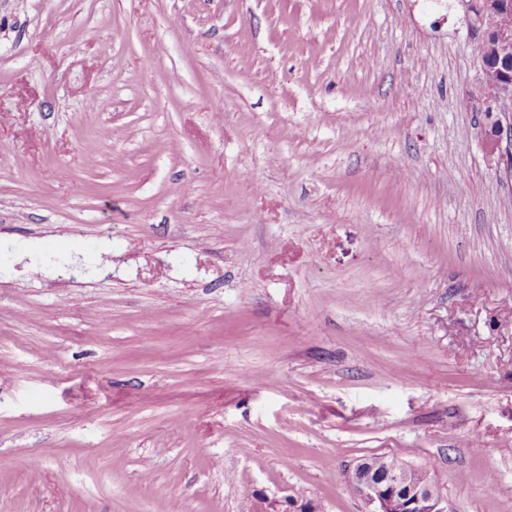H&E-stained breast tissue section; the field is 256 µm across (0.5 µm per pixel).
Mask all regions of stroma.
<instances>
[{"label": "stroma", "instance_id": "obj_1", "mask_svg": "<svg viewBox=\"0 0 512 512\" xmlns=\"http://www.w3.org/2000/svg\"><path fill=\"white\" fill-rule=\"evenodd\" d=\"M460 0H0V512H512V187ZM379 470L371 462L362 459L348 473V484L354 494L367 506L365 512H446L441 505L437 483L420 468L406 465L396 457L379 460ZM406 467L401 471H390ZM389 469L387 471H383Z\"/></svg>", "mask_w": 512, "mask_h": 512}]
</instances>
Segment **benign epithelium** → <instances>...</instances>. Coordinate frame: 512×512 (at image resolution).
Segmentation results:
<instances>
[{
    "instance_id": "benign-epithelium-1",
    "label": "benign epithelium",
    "mask_w": 512,
    "mask_h": 512,
    "mask_svg": "<svg viewBox=\"0 0 512 512\" xmlns=\"http://www.w3.org/2000/svg\"><path fill=\"white\" fill-rule=\"evenodd\" d=\"M471 26L481 34L479 76L489 69L499 73L497 91L480 94L486 155L503 166L512 184V25L502 18L512 13V0H462ZM348 484L367 506L366 512H445L436 485L422 470L408 465L401 471H383L362 459L348 473Z\"/></svg>"
}]
</instances>
